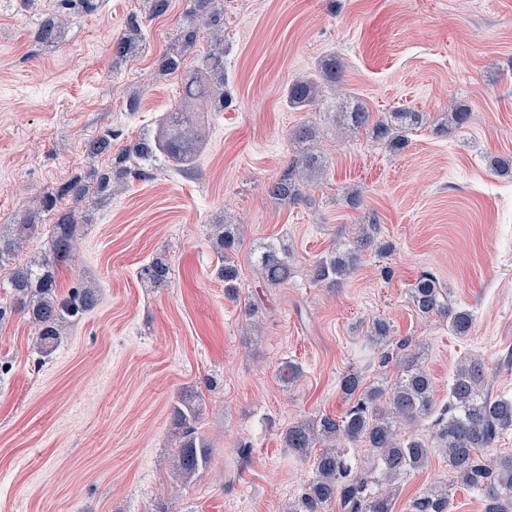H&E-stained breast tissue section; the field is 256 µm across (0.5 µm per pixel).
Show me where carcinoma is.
Returning <instances> with one entry per match:
<instances>
[{"label": "carcinoma", "mask_w": 512, "mask_h": 512, "mask_svg": "<svg viewBox=\"0 0 512 512\" xmlns=\"http://www.w3.org/2000/svg\"><path fill=\"white\" fill-rule=\"evenodd\" d=\"M65 17H46L37 24L34 40L42 46L59 44L62 29L72 15L89 14L99 7V0H59ZM186 23L180 27L175 43L159 59L162 75L182 74L186 105L165 113L158 131L148 130L123 149L112 161L110 170L96 176V186L80 177L62 184L42 199V211L50 217L51 244L40 259L10 272L8 287L14 296L12 311L29 319L36 331L40 352L47 354L57 346L62 328L80 321L95 307L98 296L87 286H75L67 294L57 291L60 268L71 257L81 224L76 208H64L58 202L69 196L80 204L102 205L112 196V182L149 176L158 163L172 161L178 166L194 164L202 136L197 126L198 113L193 102H208L216 112L224 111V11L220 0H187ZM171 0H144L145 17L134 13L121 34L112 40V57L123 63L136 57L144 43L146 22L165 16ZM74 14H69V10ZM211 30L209 49L200 57L197 68L186 69L185 57L197 42L199 25ZM345 65L334 54L320 61L314 73L288 84V108L311 110L323 93L343 83ZM352 130L365 129L372 139L391 150L407 146V132L420 121L418 112H392L380 118L364 106L343 113ZM316 131L301 125L290 134L295 154L285 171L267 183L268 195L277 201L295 204L302 200V184L323 168V161L313 151ZM112 150V132L87 143L86 152L96 157ZM41 225L19 224L5 233L0 227V266L22 248L25 239L39 233ZM216 250L220 264L216 277L224 281V291H236L239 271L231 252L240 245L237 227L215 225ZM378 224L360 225V233L320 257L313 268V280L329 288L340 285L360 264L364 251L375 246L386 254L392 245L375 242ZM253 269L269 287H276L292 277L288 251L281 245L267 243L253 252ZM171 262L166 252L157 253L139 271L140 280L154 288L170 281ZM415 311L425 317L448 319V328L465 336L473 325L467 309H453L448 295L432 273L421 274L409 289ZM388 322L377 320L368 332L369 340L382 349L392 339ZM486 373L478 361L460 365L449 390L448 407L435 420V442L405 436L402 430L428 418L434 409V387L429 373L418 359L410 360L395 380L381 378L370 384L356 374L342 377L340 388L350 406L344 415L317 414L288 427L284 440L287 447L302 457L311 455L319 443L332 446L314 458V476L289 512H319L336 502L340 512H392V493L387 484L403 474L421 468L431 449L439 448L448 457V467L456 481L482 493L483 512H512V454L488 457L484 450L492 447L500 434L512 430V398L494 397L485 391ZM201 410L187 399L173 406L172 418L181 430L175 455L176 470L190 481L210 462L211 446L199 431ZM362 444L368 464L355 466L344 453L342 443ZM450 490L424 489L410 502V512H448Z\"/></svg>", "instance_id": "obj_1"}]
</instances>
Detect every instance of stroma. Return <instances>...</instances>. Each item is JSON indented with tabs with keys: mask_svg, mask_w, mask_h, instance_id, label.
Segmentation results:
<instances>
[{
	"mask_svg": "<svg viewBox=\"0 0 512 512\" xmlns=\"http://www.w3.org/2000/svg\"><path fill=\"white\" fill-rule=\"evenodd\" d=\"M226 49L220 112H203L195 168L166 166L85 209L84 230L60 269L59 292L92 285L97 306L40 356L29 321L0 322V512H287L313 477L312 459L287 448L288 426L316 412L343 415L342 375L395 379L365 335L378 319L409 340L448 404L458 366L484 365L492 394L512 397V0H221ZM136 0H102L76 16L62 43L42 47L34 19L0 12V225L23 224L42 195L92 178L110 155L85 144L105 130L120 151L158 114L179 105V79L158 72L185 0L149 23V49L112 59ZM346 66L345 91L309 112L289 110L285 88L327 54ZM374 115L417 112L406 148L388 150L368 131L334 122L342 104ZM469 124L443 130L449 104ZM312 122L321 175L304 202L271 199L294 146ZM363 204L351 208L347 194ZM377 220L390 253L367 250L341 287L312 281L314 262ZM238 224L243 242L235 296L214 273V224ZM287 247L293 275L269 288L250 252ZM169 284L147 286L139 268L158 251ZM433 272L452 306L472 312L458 336L446 319L419 315L408 290ZM301 374L290 385L286 364ZM202 404L213 447L189 483L170 461L179 398ZM251 447L249 456L240 444ZM453 485L449 512H482L479 492L454 485L447 457L432 451L396 481L393 512L429 487Z\"/></svg>",
	"mask_w": 512,
	"mask_h": 512,
	"instance_id": "stroma-1",
	"label": "stroma"
}]
</instances>
